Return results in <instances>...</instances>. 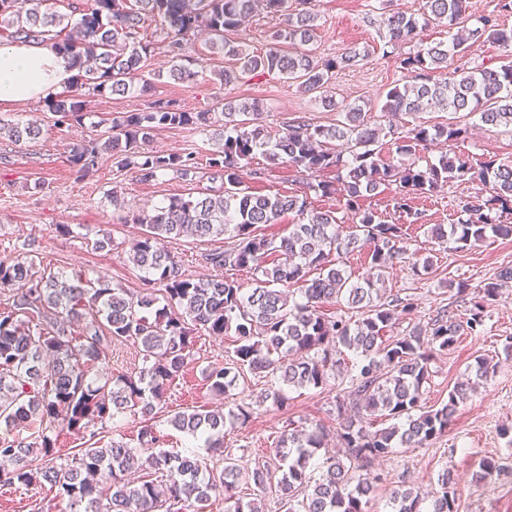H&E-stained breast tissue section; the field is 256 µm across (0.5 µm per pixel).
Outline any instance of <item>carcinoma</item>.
Listing matches in <instances>:
<instances>
[{"label":"carcinoma","mask_w":512,"mask_h":512,"mask_svg":"<svg viewBox=\"0 0 512 512\" xmlns=\"http://www.w3.org/2000/svg\"><path fill=\"white\" fill-rule=\"evenodd\" d=\"M46 0H0V39L33 41L50 46L71 59L77 69L75 89L48 99L57 125H79L86 101L77 90L100 95L125 92L132 82L151 88L143 74L144 58L154 52L153 40H138L141 28L160 20L168 56L176 65L173 80L196 77L187 66L190 37L205 32L209 48L232 60L218 71L224 87L247 77L277 74L300 84L306 92L327 87L336 71L364 58L355 47L339 55L318 57L310 45L316 40L315 0H87L68 4L67 14L43 8ZM387 44L399 51L404 82L386 93L383 111L414 114L438 108L449 114L466 113L488 126L512 133V30L488 16L472 17L468 0H425L418 18L394 8L393 0H377ZM279 20L271 34L275 47L264 53L250 51L234 38L242 23L258 11ZM471 22L452 44L425 42L419 29L430 23L445 27ZM491 43L501 52L500 64L481 62L448 72V51L466 44ZM409 51L400 52L404 46ZM213 113L191 114L174 100L154 102L148 112H127L112 122V135L103 143L72 146V161L84 176L98 165L101 152L119 154V166L129 168L139 181L149 183L168 173L186 177L199 169L196 152L144 151L154 130L190 123L209 127ZM224 143L210 154L208 179L222 189L195 198L172 197L151 211L133 217L143 227L131 245L129 259L145 273L143 288L130 293L106 281L85 279L82 273H42L36 256L27 254L9 264L0 260V290L8 292L0 307V425L31 427L34 442L0 437V457L9 463L0 470V482L30 486L46 482L67 501L69 512H186L193 506L204 512L212 498L234 500L239 469L224 448V427L248 419L253 407L271 400L287 401L284 387H315L327 383L345 362L335 358L344 347L356 356V374L350 376L346 395L336 399L345 421L336 439L342 449H327L329 434L320 425L282 432L277 452L288 462L275 477L257 468L252 481L257 497L243 504L234 500L233 512H262L261 497L276 486L285 512H366L379 476H370L374 460L401 446L421 448L448 431L460 404L473 391L472 382H458L438 408L423 405L425 384L432 376L430 363L450 350L463 334H478L483 310L496 300L502 286L512 281V266L469 291L461 282L460 297H469V317L462 321L443 310L424 326L401 336L386 335L391 324L409 318L414 304L407 298L384 295L389 269L406 254L407 228L381 220L364 207L372 194H391L398 218L418 215L414 196L439 193L448 183L471 175L490 186L482 204H465L468 217L429 233L474 246L491 232L512 236V224H493L484 209L512 214V163L490 162L473 168L459 155L446 154L419 164L420 149L441 139L456 140L467 133L457 120L433 126L416 125L397 138L396 153L411 162L394 163L381 156L382 129L372 126L365 113L349 107L333 125L295 121L277 137L262 124L258 102L224 99ZM20 144L35 140V123H1L0 134ZM339 141L341 152L333 147ZM265 149L272 161L286 160L299 173L313 176L335 173V181H320L308 188L324 197L338 196L335 208H315L297 194L259 195L248 190L245 179L261 180L265 172L248 169L254 151ZM289 213L298 217L288 234L267 238L257 234L265 224H279ZM352 221V230L343 224ZM229 235L230 245L200 255L214 274L194 279L185 262L160 246L164 239L198 240ZM366 251L367 267L357 279L343 267V258ZM226 271L251 274L252 287ZM297 287L302 301L292 300ZM165 304L154 308L159 300ZM343 301L352 316L323 312L329 303ZM85 321L80 335L70 324ZM235 337L234 356L207 374L210 391L221 396L233 388L241 371L269 379V387L224 413L193 409L175 414L176 430L205 439L213 454L224 458L216 472L196 455L160 451L142 458L126 442L106 446L93 443L71 456L60 454L57 441L64 430L78 432L89 423L127 414H153L167 397L171 383L190 358L195 335ZM131 340L140 346L143 367L135 374L96 379L90 376L104 350ZM383 416L393 424L380 429L365 417ZM319 466V478L311 468ZM149 470L167 477L131 475ZM438 489L425 495L413 489L389 494L391 512H458L454 481L439 475Z\"/></svg>","instance_id":"1"}]
</instances>
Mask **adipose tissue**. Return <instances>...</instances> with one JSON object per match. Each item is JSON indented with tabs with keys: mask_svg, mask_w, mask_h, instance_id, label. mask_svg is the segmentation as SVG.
<instances>
[{
	"mask_svg": "<svg viewBox=\"0 0 512 512\" xmlns=\"http://www.w3.org/2000/svg\"><path fill=\"white\" fill-rule=\"evenodd\" d=\"M74 70L67 56L33 44L0 45V100L19 105L62 90Z\"/></svg>",
	"mask_w": 512,
	"mask_h": 512,
	"instance_id": "adipose-tissue-1",
	"label": "adipose tissue"
}]
</instances>
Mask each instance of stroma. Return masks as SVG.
<instances>
[{
    "label": "stroma",
    "instance_id": "1",
    "mask_svg": "<svg viewBox=\"0 0 512 512\" xmlns=\"http://www.w3.org/2000/svg\"><path fill=\"white\" fill-rule=\"evenodd\" d=\"M315 4L316 55H337L352 46L369 53L364 61L339 71L323 94L303 92L297 83L279 75L224 87L217 77L224 57L210 51L208 37L201 33L194 39L193 80L167 78L171 59L163 43H155L144 68L152 73L164 71V78L146 92L135 85L122 94L107 92L91 97L83 125H54L52 114L41 101L22 109L0 100V118L22 123L37 119L42 128L38 139L18 145L0 137V260H14L29 244L37 262L52 272L79 271L93 280L138 290L143 273L128 259L130 244L140 232L139 225L131 221L132 214L151 210L173 196L196 197L219 190L221 184L195 175L178 178L170 174L146 184L130 170L119 168L117 157L107 152L80 180L70 162V150L80 141H105L113 118L147 111L157 100L174 99L184 111L196 113L216 109L227 97L253 99L262 105L266 129L275 136L288 122L300 118L316 125L334 124L338 113L323 102L329 95L358 106L372 124L387 129L385 153L390 157L401 132L418 122L442 121V113L434 111L393 119L383 112L386 91L403 74L381 36L372 0H315ZM222 143L220 126L192 124L156 130L149 148L166 153L193 148L203 164ZM444 153L464 156L476 168L490 160L512 162V134L490 126L472 128L458 140L434 142L420 156L432 160ZM250 165L266 171L263 180L250 182L253 193L300 195L307 190V176L288 164L270 162L263 152H256ZM489 196L488 188L468 178L450 182L443 192L415 198L413 206L420 219L408 229L407 247L416 257H432L434 271L418 277L407 263H395L385 282L387 293L414 298L417 309L412 320L389 327L388 335H403L412 324L427 323L444 309L458 319L467 318L468 306L456 296L455 284L474 286L493 278L500 267L512 266V238L491 234L483 242L461 249L453 241L442 242L429 233L433 225L461 220L462 207L468 201ZM60 224L70 225L71 234L59 235L56 227ZM106 232L113 238L112 248L92 250L91 242ZM234 348L232 337L198 333L187 367L172 382L165 401L152 416L163 449L207 456L203 443L173 429L170 418L200 406L225 410L266 388L265 379L249 373L227 397L211 394L206 374L211 365L224 362ZM480 358L495 362L496 369L460 405L446 433L424 447L396 448L375 460L371 471L380 476L381 483L367 512H388L389 493L400 485L423 492L434 490L439 474L446 470L454 477L458 512H512V287L487 307L481 335L461 336L451 350L433 361V376L424 389L426 405L447 401L455 382ZM344 387V381L332 378L320 388L291 389L285 406L264 403L245 423L226 426L224 445L230 448L241 472L264 464L278 470L281 461L275 448L286 421L302 426L319 420L329 429L338 428L336 396ZM207 458L214 470L223 469V457ZM490 458L499 464V472L477 479L480 462ZM0 512H66V504L55 498L48 484L25 488L0 482Z\"/></svg>",
    "mask_w": 512,
    "mask_h": 512
}]
</instances>
